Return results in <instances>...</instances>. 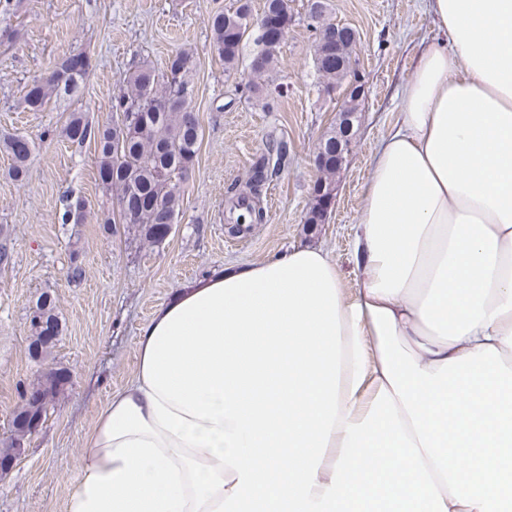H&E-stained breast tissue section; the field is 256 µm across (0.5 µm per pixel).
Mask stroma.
<instances>
[{"label": "stroma", "mask_w": 512, "mask_h": 512, "mask_svg": "<svg viewBox=\"0 0 512 512\" xmlns=\"http://www.w3.org/2000/svg\"><path fill=\"white\" fill-rule=\"evenodd\" d=\"M230 0H12L0 14V141L23 133L36 150L24 181L7 174L0 149V440L9 437L22 394L45 366L65 369L70 381L41 429L0 475V512H65L71 475L83 439L101 406L137 369V337L155 310L185 285L228 264L258 262L292 247L318 246L351 281V241L359 229L373 155L394 122L396 94L411 62L433 33L427 0H327L328 16L355 28L359 68L366 81L358 143L336 184L324 224L304 232L302 221L316 178L314 151L336 117V101L322 91L312 63L314 35L308 0H290L293 21L278 49V80L288 87L271 108L240 101L238 77L226 76L211 48L209 16ZM195 53L193 104L202 129L197 159L184 183L183 214L167 239L141 241L129 225L105 232L97 215L110 208L97 177L93 143L62 133L69 113L91 123L112 119V100L139 62L163 68L176 50ZM90 54L93 68L78 95L29 111L24 88L71 52ZM286 142L288 164L265 184L266 221L228 233L225 191L245 182L269 140ZM91 204L85 223L65 224L68 199ZM85 269L69 279L72 262ZM57 304L61 334L47 364L28 354L29 313L41 293Z\"/></svg>", "instance_id": "obj_1"}]
</instances>
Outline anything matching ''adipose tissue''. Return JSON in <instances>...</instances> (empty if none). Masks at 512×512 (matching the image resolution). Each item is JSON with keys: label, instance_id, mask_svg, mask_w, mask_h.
Masks as SVG:
<instances>
[{"label": "adipose tissue", "instance_id": "ef3b65f1", "mask_svg": "<svg viewBox=\"0 0 512 512\" xmlns=\"http://www.w3.org/2000/svg\"><path fill=\"white\" fill-rule=\"evenodd\" d=\"M344 284L314 246L181 289L65 512H512V0H429Z\"/></svg>", "mask_w": 512, "mask_h": 512}]
</instances>
